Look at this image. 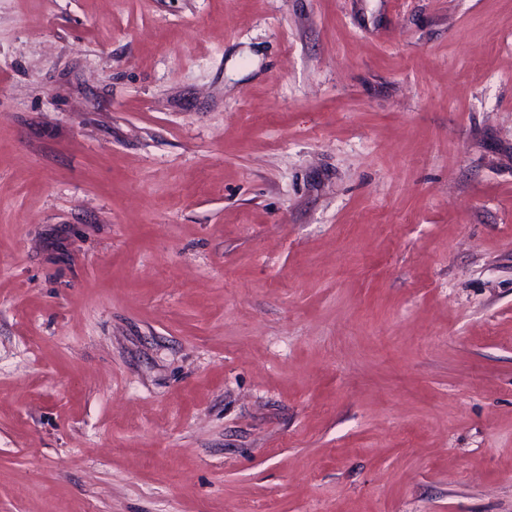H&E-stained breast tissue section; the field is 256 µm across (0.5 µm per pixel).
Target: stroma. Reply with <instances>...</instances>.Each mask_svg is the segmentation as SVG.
I'll use <instances>...</instances> for the list:
<instances>
[{
  "mask_svg": "<svg viewBox=\"0 0 512 512\" xmlns=\"http://www.w3.org/2000/svg\"><path fill=\"white\" fill-rule=\"evenodd\" d=\"M0 512H512V0H0Z\"/></svg>",
  "mask_w": 512,
  "mask_h": 512,
  "instance_id": "obj_1",
  "label": "stroma"
}]
</instances>
